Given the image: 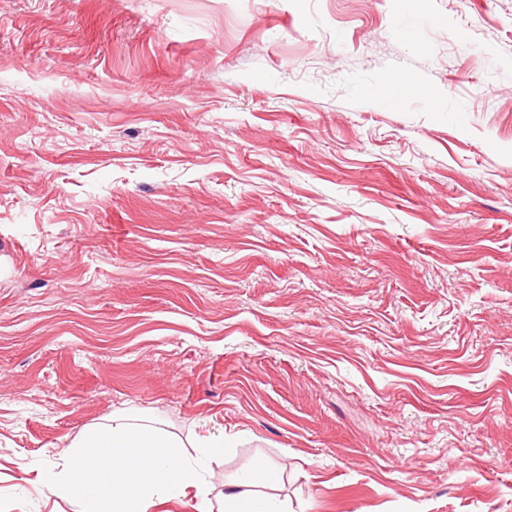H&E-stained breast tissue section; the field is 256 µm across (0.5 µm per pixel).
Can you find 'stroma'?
<instances>
[{"mask_svg":"<svg viewBox=\"0 0 512 512\" xmlns=\"http://www.w3.org/2000/svg\"><path fill=\"white\" fill-rule=\"evenodd\" d=\"M117 409L512 512V0H0V512Z\"/></svg>","mask_w":512,"mask_h":512,"instance_id":"35a3bbf8","label":"stroma"}]
</instances>
